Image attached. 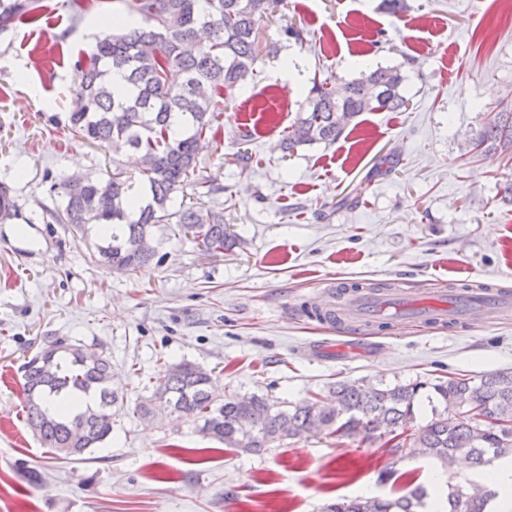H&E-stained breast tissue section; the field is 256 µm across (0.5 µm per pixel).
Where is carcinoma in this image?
<instances>
[{"label":"carcinoma","mask_w":512,"mask_h":512,"mask_svg":"<svg viewBox=\"0 0 512 512\" xmlns=\"http://www.w3.org/2000/svg\"><path fill=\"white\" fill-rule=\"evenodd\" d=\"M140 20L120 30L112 18L94 51L74 63L77 82L68 116L71 132L118 152H140L139 178L115 173L63 178L61 202L40 204L48 224H69L82 235L96 234L105 266L136 272L153 254L137 248L156 224L171 220L207 251L221 252L232 241L219 212L182 205L177 193L197 177L201 142L215 134L213 122L224 91L253 78L260 60L261 22L287 0H134ZM41 0H0V33L19 22L41 18ZM124 80L121 88L112 76ZM400 67L379 66L344 82L313 78L306 107L283 138V150L334 144L364 112H403L409 106ZM483 153L512 149V107L487 118L472 141ZM20 212L11 190L0 182V223ZM21 393L26 425L45 448L61 459L90 454L112 434V411L127 407L112 390V358L83 343L47 336L22 366ZM335 404L318 397L296 402L265 395L239 396L218 377L189 361H165L148 397L137 398L133 412L143 416L178 414L194 421L200 433L246 453L325 430L336 440L359 438L401 454L407 448L448 467L465 454L475 467L512 454V370L477 377L415 380L394 386L338 382L330 388ZM436 401L432 417L414 427L421 398ZM425 490L417 486L398 498L338 499L326 512H417ZM493 493L469 480L448 485L444 512H484Z\"/></svg>","instance_id":"carcinoma-1"}]
</instances>
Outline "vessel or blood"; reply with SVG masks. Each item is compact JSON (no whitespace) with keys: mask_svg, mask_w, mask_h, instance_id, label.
Segmentation results:
<instances>
[{"mask_svg":"<svg viewBox=\"0 0 512 512\" xmlns=\"http://www.w3.org/2000/svg\"><path fill=\"white\" fill-rule=\"evenodd\" d=\"M390 307L408 311L410 319L422 323L437 320L491 323L512 315V297L493 287L459 288L439 301L409 302L393 294L379 297L364 288H349L335 301L327 303L325 309L334 313L335 327L340 332L360 334L368 323L383 320Z\"/></svg>","mask_w":512,"mask_h":512,"instance_id":"obj_1","label":"vessel or blood"}]
</instances>
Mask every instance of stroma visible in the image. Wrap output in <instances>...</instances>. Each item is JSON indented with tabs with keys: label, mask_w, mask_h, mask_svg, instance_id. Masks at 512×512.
<instances>
[{
	"label": "stroma",
	"mask_w": 512,
	"mask_h": 512,
	"mask_svg": "<svg viewBox=\"0 0 512 512\" xmlns=\"http://www.w3.org/2000/svg\"><path fill=\"white\" fill-rule=\"evenodd\" d=\"M288 0L265 19L261 60L225 95L218 134L177 202L223 212L236 236L208 253L180 225L151 229L155 256L129 274L91 242L46 224L74 174L131 175L136 155L66 128L73 64L95 43V12L44 0L37 23L0 34V182L24 217L0 223V512H323L339 498H396L427 486L432 459L309 433L259 454L202 437L173 417H112L100 458L61 460L28 430L20 365L46 336L112 357V386L142 394L159 358L187 359L227 391L298 401L339 381L396 384L512 368V321L428 325L393 317L364 334L305 316L343 280L417 297L488 283L512 293V150L471 151L488 113L512 102V21L503 0ZM294 26L303 42L286 39ZM398 66L404 112H366L336 144L284 156L314 74L357 77L359 61ZM396 467L404 480L378 482Z\"/></svg>",
	"instance_id": "obj_1"
}]
</instances>
